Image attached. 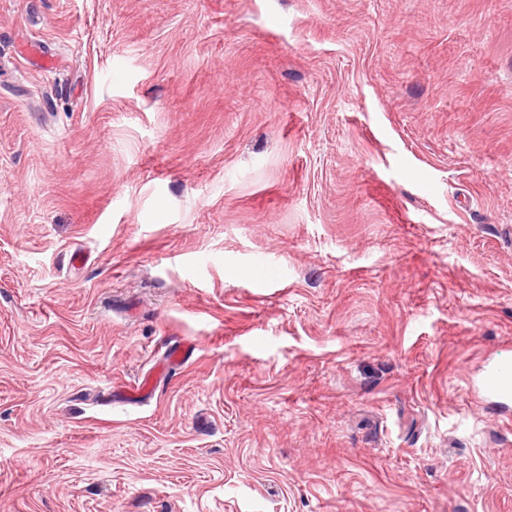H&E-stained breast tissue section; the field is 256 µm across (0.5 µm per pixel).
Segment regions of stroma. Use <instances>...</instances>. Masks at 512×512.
<instances>
[{"label": "stroma", "mask_w": 512, "mask_h": 512, "mask_svg": "<svg viewBox=\"0 0 512 512\" xmlns=\"http://www.w3.org/2000/svg\"><path fill=\"white\" fill-rule=\"evenodd\" d=\"M506 368L512 0H0V512H512Z\"/></svg>", "instance_id": "obj_1"}]
</instances>
